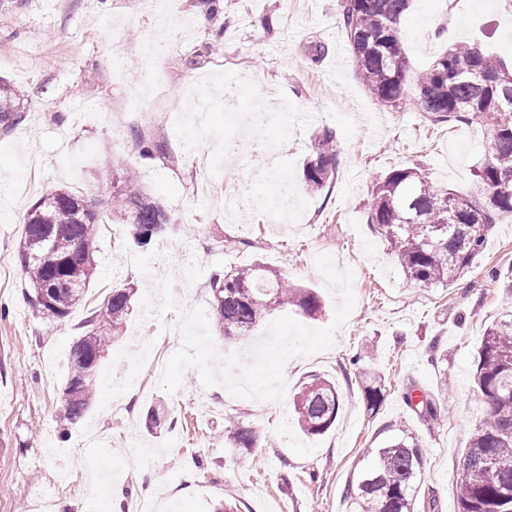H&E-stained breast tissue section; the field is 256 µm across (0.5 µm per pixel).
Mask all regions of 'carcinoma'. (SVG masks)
Here are the masks:
<instances>
[{
    "label": "carcinoma",
    "mask_w": 512,
    "mask_h": 512,
    "mask_svg": "<svg viewBox=\"0 0 512 512\" xmlns=\"http://www.w3.org/2000/svg\"><path fill=\"white\" fill-rule=\"evenodd\" d=\"M410 0H338L342 31L355 71L379 104L408 102L437 123L458 121L487 128L490 157L478 169L479 197L432 186L418 168H396L373 184L367 223L388 243L405 277L420 287L456 282L482 254L492 226L512 216V69L476 44L454 45L432 64L410 72L399 26ZM20 92L0 79V122L20 119ZM336 139L330 130L316 136L303 169L308 190L331 182ZM112 206L123 209L140 247L160 237L170 221L164 203L142 187L121 189ZM97 213L85 192L55 190L29 209L18 258L31 284L27 301L38 315L63 320L80 306L100 271L95 255ZM216 328L224 341L246 344L260 322L277 308L307 316L324 305L310 288L261 263L216 271L209 279ZM134 288L121 286L82 323L68 358L63 420L84 418L97 392L96 368L130 314ZM367 409L383 397L381 382L362 374ZM471 393L486 405L483 419L465 445L457 482L458 512H512V308L487 326L477 352ZM416 418L435 426L448 419L444 400L424 390L405 396ZM344 400L329 380L314 375L294 398L299 431L314 437L336 421ZM236 448H252L254 431L227 426ZM386 438L365 449L345 491L350 512H416L422 453L414 432L385 426Z\"/></svg>",
    "instance_id": "cac0c4a2"
}]
</instances>
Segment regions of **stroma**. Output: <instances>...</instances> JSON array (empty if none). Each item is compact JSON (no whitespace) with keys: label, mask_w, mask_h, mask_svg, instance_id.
<instances>
[{"label":"stroma","mask_w":512,"mask_h":512,"mask_svg":"<svg viewBox=\"0 0 512 512\" xmlns=\"http://www.w3.org/2000/svg\"><path fill=\"white\" fill-rule=\"evenodd\" d=\"M0 0V77L23 92L18 124L0 125V512H92L112 491L155 512H210L220 499L242 512H349L347 481L379 430L406 423L421 444L419 501L458 512L465 442L483 418L468 385L485 327L504 309L512 275V217L490 231L482 254L448 288L410 283L366 222L373 181L417 167L435 187L473 195L490 139L476 124L436 123L411 107L379 105L355 74L337 0ZM412 70L444 48L475 42L512 62V0H414L404 24ZM161 78L153 123L119 114L139 95L140 73ZM264 112L259 137L281 146L300 216L271 232L260 209L233 218L225 188L268 193L262 166L226 157L237 134L230 114ZM336 135L333 181L318 193L301 180L322 130ZM164 146L142 156L140 139ZM142 185L170 213L164 236L138 247L112 197ZM56 189L93 191L101 227L100 275L82 307L61 322L29 306L18 245L32 204ZM259 261L313 288L325 313L273 311L251 345L225 344L211 322L215 270ZM137 289L120 338L98 364L102 377L85 417L61 420L70 348L80 322L113 286ZM447 359L430 361L432 347ZM381 375L384 399L367 411L354 357ZM455 388L448 420L428 429L405 403L408 387ZM334 380L345 407L324 435L303 437L293 398L311 376ZM171 428L144 426L151 406ZM236 417L257 435L249 451L229 441ZM96 427L94 453L108 482L78 475L69 456ZM148 469L153 485L138 482Z\"/></svg>","instance_id":"1"}]
</instances>
